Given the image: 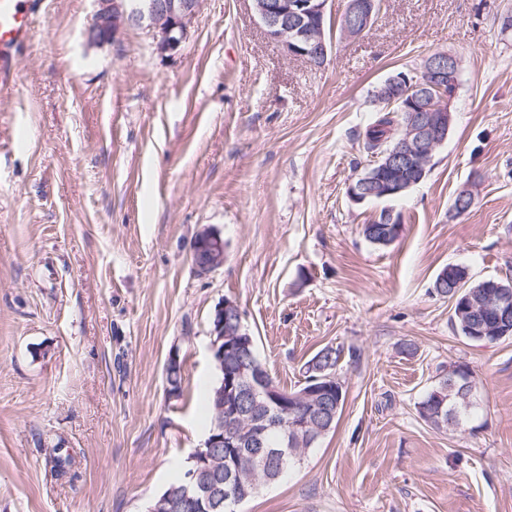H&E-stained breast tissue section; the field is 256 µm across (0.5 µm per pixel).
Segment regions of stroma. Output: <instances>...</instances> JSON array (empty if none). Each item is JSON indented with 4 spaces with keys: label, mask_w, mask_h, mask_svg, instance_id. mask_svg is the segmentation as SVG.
Masks as SVG:
<instances>
[{
    "label": "stroma",
    "mask_w": 512,
    "mask_h": 512,
    "mask_svg": "<svg viewBox=\"0 0 512 512\" xmlns=\"http://www.w3.org/2000/svg\"><path fill=\"white\" fill-rule=\"evenodd\" d=\"M345 2L317 69L251 0H203L172 56L144 27L88 45L93 0H43L0 96V512H145L208 432L227 298L281 387L344 351L335 428L238 512H512V338L458 335L433 291L448 265L512 277V0H382L343 39ZM438 51L461 59L446 142L402 197L353 202L373 90ZM385 208L402 231L376 246ZM206 227L226 253L201 276ZM457 363L481 410L438 430L417 404ZM398 224H400L399 218L394 217L389 210H384L378 218L363 225L362 234L374 245L387 246L398 238V234L392 232L394 226ZM191 252L198 271L210 273L224 265V238L215 230L203 228L195 236Z\"/></svg>",
    "instance_id": "stroma-1"
}]
</instances>
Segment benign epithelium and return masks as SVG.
I'll use <instances>...</instances> for the list:
<instances>
[{
  "label": "benign epithelium",
  "instance_id": "1",
  "mask_svg": "<svg viewBox=\"0 0 512 512\" xmlns=\"http://www.w3.org/2000/svg\"><path fill=\"white\" fill-rule=\"evenodd\" d=\"M91 23L84 36L88 43L98 44L112 39L125 25L145 26L152 30L155 49L161 54L178 51L186 40L189 27L199 11L201 0H94ZM256 15L265 34L277 42L285 54L301 57L321 65L328 57L324 35V19L329 0H252ZM378 11L377 0H347L340 16V33L344 37L358 36L370 26ZM460 59L446 51L427 57L417 78L390 79L374 92V102L390 108L401 105L408 113L399 139L393 149L385 152L378 168H368L349 185V196L356 201L383 194H396L416 184L413 179H398L396 175L411 170L425 175L435 150L448 138L452 113L447 89L460 72ZM192 257L199 272L207 274L224 266V238L215 230L204 228L194 238ZM481 309L494 316L492 326L474 331L478 337L488 336L495 341L512 332V292L499 290L481 297ZM238 313L233 299L226 298L214 312L210 348L219 368H224V317ZM233 417L248 432V444L264 448L262 427L277 424V417L266 414L251 420L249 406L257 402L255 384L236 381L229 386ZM325 394L324 388L309 385L295 396L310 402L314 408ZM224 447V426L213 430L190 455L194 467L186 475L181 502L194 503L199 499L200 474L209 469V449Z\"/></svg>",
  "mask_w": 512,
  "mask_h": 512
}]
</instances>
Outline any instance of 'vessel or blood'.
Segmentation results:
<instances>
[{
    "label": "vessel or blood",
    "mask_w": 512,
    "mask_h": 512,
    "mask_svg": "<svg viewBox=\"0 0 512 512\" xmlns=\"http://www.w3.org/2000/svg\"><path fill=\"white\" fill-rule=\"evenodd\" d=\"M40 0H0V94L11 90L17 55L31 40Z\"/></svg>",
    "instance_id": "b4317fda"
}]
</instances>
